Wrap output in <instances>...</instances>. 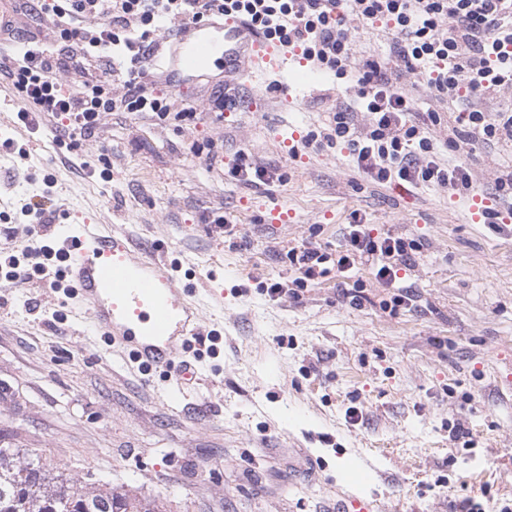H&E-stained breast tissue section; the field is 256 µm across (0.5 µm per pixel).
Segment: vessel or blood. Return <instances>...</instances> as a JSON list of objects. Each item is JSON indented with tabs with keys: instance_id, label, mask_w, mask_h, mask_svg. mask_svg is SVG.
I'll list each match as a JSON object with an SVG mask.
<instances>
[{
	"instance_id": "vessel-or-blood-1",
	"label": "vessel or blood",
	"mask_w": 512,
	"mask_h": 512,
	"mask_svg": "<svg viewBox=\"0 0 512 512\" xmlns=\"http://www.w3.org/2000/svg\"><path fill=\"white\" fill-rule=\"evenodd\" d=\"M277 50L261 45L234 21L186 26L159 69L172 91L216 66L225 75H252L276 67ZM68 285L65 298L84 312L107 345L119 344L145 370L169 368L203 325L198 288L183 284L166 255L144 257L136 241L105 224L69 225L59 233Z\"/></svg>"
}]
</instances>
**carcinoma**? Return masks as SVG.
<instances>
[{"label":"carcinoma","mask_w":512,"mask_h":512,"mask_svg":"<svg viewBox=\"0 0 512 512\" xmlns=\"http://www.w3.org/2000/svg\"><path fill=\"white\" fill-rule=\"evenodd\" d=\"M0 512H154L125 493L90 491L62 472L45 469L34 454L0 448Z\"/></svg>","instance_id":"cac0c4a2"}]
</instances>
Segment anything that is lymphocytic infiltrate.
Wrapping results in <instances>:
<instances>
[{"mask_svg": "<svg viewBox=\"0 0 512 512\" xmlns=\"http://www.w3.org/2000/svg\"><path fill=\"white\" fill-rule=\"evenodd\" d=\"M29 10L50 18L59 49L53 53L27 42L18 56L0 61V76L25 103L17 118L28 128L49 117L70 138H85L116 110L160 123L197 122L201 114L195 108L175 107L158 91L146 59L162 46L157 34L164 21L233 19L266 43L298 52L315 70L334 72L358 86L357 104L337 106L325 131L305 141L344 146L357 171L376 185L445 187L473 200L477 190L470 170L442 159L429 135L447 118L452 121L449 148L476 141L490 147L512 144V107L497 103L512 89V0H34ZM354 20L388 29L386 59L359 55L350 28ZM114 58L126 76L118 98L111 83L93 73ZM406 74L421 77L437 103L420 123L412 119L413 96L402 82ZM44 185L21 209L31 229L30 245L0 248L1 282L39 279L53 288L61 285L53 248L37 232L49 224L54 207V182ZM344 240L342 250L333 253L306 244L288 250L296 273L292 297L330 270L346 275L365 261L373 263L379 284L395 289L394 306L413 302L414 292L400 285L398 271L409 263L414 240L372 235L356 213Z\"/></svg>", "mask_w": 512, "mask_h": 512, "instance_id": "lymphocytic-infiltrate-1", "label": "lymphocytic infiltrate"}]
</instances>
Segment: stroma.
Returning a JSON list of instances; mask_svg holds the SVG:
<instances>
[{
  "label": "stroma",
  "mask_w": 512,
  "mask_h": 512,
  "mask_svg": "<svg viewBox=\"0 0 512 512\" xmlns=\"http://www.w3.org/2000/svg\"><path fill=\"white\" fill-rule=\"evenodd\" d=\"M219 82L234 107L218 109ZM356 94L290 59L254 79L215 68L175 98L204 105L203 120L115 112L73 141L45 120L21 126L24 102L0 80V137L19 144L0 150V212L11 218L0 245L25 238L20 210L52 177L56 225L111 224L145 253L168 250L178 278L217 300L205 317L223 333L215 354L193 341L177 357L191 379L145 374L47 282L4 284L0 446L155 512H332L350 491L376 512L512 502V223H478L442 187L373 185L347 152L304 145ZM194 145L217 150L214 163ZM240 150L283 182L232 178ZM456 158L486 193L512 171V149L465 144ZM354 211L373 233L416 240L403 280L413 306L389 309L394 291L367 264L297 300L261 292L294 278L288 249L339 250ZM357 281L366 298L355 306L344 292ZM457 424L470 444L451 440Z\"/></svg>",
  "instance_id": "35a3bbf8"
}]
</instances>
